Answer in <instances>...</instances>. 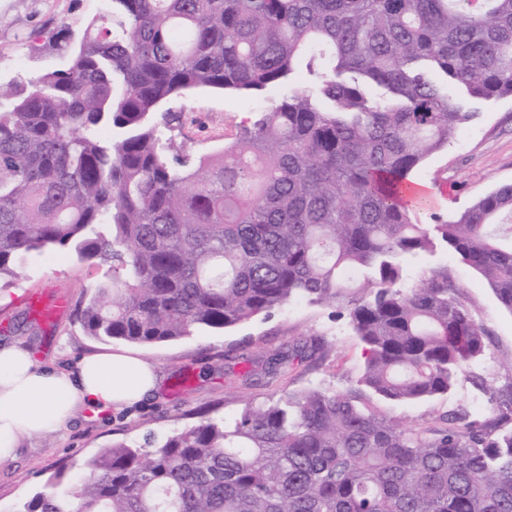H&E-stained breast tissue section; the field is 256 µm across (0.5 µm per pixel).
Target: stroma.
Listing matches in <instances>:
<instances>
[{"instance_id":"1","label":"stroma","mask_w":512,"mask_h":512,"mask_svg":"<svg viewBox=\"0 0 512 512\" xmlns=\"http://www.w3.org/2000/svg\"><path fill=\"white\" fill-rule=\"evenodd\" d=\"M101 10L100 0H0V82H20L62 66L64 54L52 44L64 30L78 31ZM279 90L259 95L221 90L192 91L168 107L182 113L171 135L186 152L200 155L234 141L259 112L278 100ZM476 119L460 128L447 147L432 154L415 175L429 191L419 223L450 218L500 184L512 182V98L477 100ZM447 270L460 296L485 329L486 353L470 364L448 395L426 402L385 403V410L412 425H431L460 407L483 404V418H493L498 402L491 391L508 375L512 359V312L504 309L487 282L446 249L407 263V286L419 284L423 270ZM100 272L86 262L53 252L28 260L22 279L0 288V342L33 352L37 362L68 372L82 360L122 349L119 341L89 336L78 314L88 302ZM63 298L65 311L45 324L32 314L28 295ZM323 343L316 367L299 364L266 383L259 372L269 357L299 344ZM136 353L164 375L161 392L127 410L93 414L74 409L56 428L25 434L14 455L0 461V512H16L19 503L56 470L74 482L84 461L112 443L133 440L147 431L167 432L196 422L203 410L232 414L241 400L310 386L344 387L356 379L364 362L363 345L341 306L292 304L272 317L223 330H205L182 339L139 345ZM211 366L198 379L201 366Z\"/></svg>"}]
</instances>
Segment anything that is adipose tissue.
Segmentation results:
<instances>
[{"label":"adipose tissue","mask_w":512,"mask_h":512,"mask_svg":"<svg viewBox=\"0 0 512 512\" xmlns=\"http://www.w3.org/2000/svg\"><path fill=\"white\" fill-rule=\"evenodd\" d=\"M158 385L154 365L124 354L81 361L71 373L40 366L30 351L0 345V460L10 457L24 432L63 423L84 406L103 413L128 407Z\"/></svg>","instance_id":"obj_1"}]
</instances>
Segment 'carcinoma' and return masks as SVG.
<instances>
[{
  "instance_id": "cac0c4a2",
  "label": "carcinoma",
  "mask_w": 512,
  "mask_h": 512,
  "mask_svg": "<svg viewBox=\"0 0 512 512\" xmlns=\"http://www.w3.org/2000/svg\"><path fill=\"white\" fill-rule=\"evenodd\" d=\"M64 40V67L0 85V287L68 249L106 267L79 314L99 339L337 303L365 360L344 389L104 448L20 512H512V379L483 423L379 406L448 394L486 349L448 270L409 288L408 259L445 248L512 312V183L435 224L406 195L474 117L465 101L512 97V0H105ZM270 88L211 154L156 119L190 90ZM313 357L274 354L263 376Z\"/></svg>"
}]
</instances>
